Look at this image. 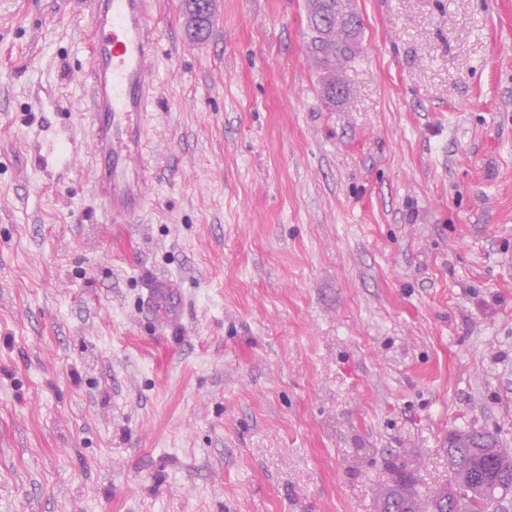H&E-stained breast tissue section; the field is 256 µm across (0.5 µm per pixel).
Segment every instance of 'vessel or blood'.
I'll return each mask as SVG.
<instances>
[{
  "instance_id": "obj_1",
  "label": "vessel or blood",
  "mask_w": 512,
  "mask_h": 512,
  "mask_svg": "<svg viewBox=\"0 0 512 512\" xmlns=\"http://www.w3.org/2000/svg\"><path fill=\"white\" fill-rule=\"evenodd\" d=\"M91 5L90 138L79 139L71 125L56 122L60 101H38L27 122L30 149L34 168L45 175L67 168L72 155L88 150L94 191L104 211L122 223L145 206L152 177L145 159L146 119L154 103L160 36L148 0H91ZM147 303L159 322L175 321L181 306L176 283L157 279Z\"/></svg>"
}]
</instances>
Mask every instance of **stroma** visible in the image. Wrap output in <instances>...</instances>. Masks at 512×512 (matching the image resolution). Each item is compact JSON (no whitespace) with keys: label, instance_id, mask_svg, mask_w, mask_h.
<instances>
[{"label":"stroma","instance_id":"obj_1","mask_svg":"<svg viewBox=\"0 0 512 512\" xmlns=\"http://www.w3.org/2000/svg\"><path fill=\"white\" fill-rule=\"evenodd\" d=\"M329 106L306 0H215L162 40L143 212L89 154L35 172L55 88L86 137L89 0H0V512H378L452 434L512 448V0H351ZM181 320L147 312L158 278Z\"/></svg>","mask_w":512,"mask_h":512}]
</instances>
